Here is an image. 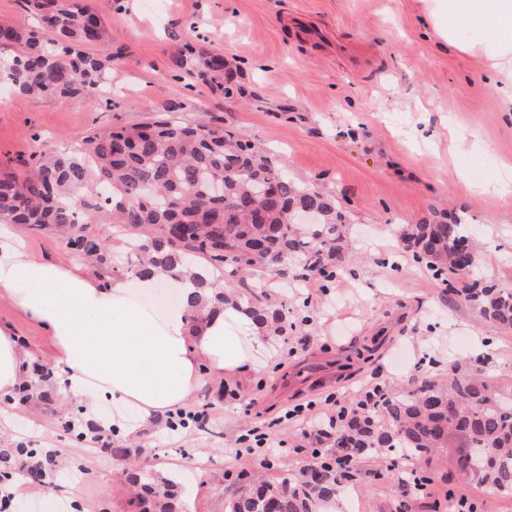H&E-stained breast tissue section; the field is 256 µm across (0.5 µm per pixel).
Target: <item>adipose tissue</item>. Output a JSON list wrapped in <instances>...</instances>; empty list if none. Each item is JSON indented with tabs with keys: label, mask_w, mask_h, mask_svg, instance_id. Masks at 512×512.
<instances>
[{
	"label": "adipose tissue",
	"mask_w": 512,
	"mask_h": 512,
	"mask_svg": "<svg viewBox=\"0 0 512 512\" xmlns=\"http://www.w3.org/2000/svg\"><path fill=\"white\" fill-rule=\"evenodd\" d=\"M418 17L438 44L485 61L496 101L512 112V0H420ZM466 27L476 38L461 37ZM157 285L152 276L103 287L81 264L64 266L0 245V299L49 332L69 395L89 407L107 400L132 406L145 419L186 407L205 378L245 373L264 348V331L245 312L211 311L207 295L193 303L189 289H181L160 312L128 297L130 288L150 294ZM194 309L203 319L193 332ZM24 358L14 331L0 326V393L18 385Z\"/></svg>",
	"instance_id": "1"
}]
</instances>
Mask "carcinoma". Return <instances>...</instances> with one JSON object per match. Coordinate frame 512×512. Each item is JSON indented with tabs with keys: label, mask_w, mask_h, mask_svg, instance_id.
<instances>
[{
	"label": "carcinoma",
	"mask_w": 512,
	"mask_h": 512,
	"mask_svg": "<svg viewBox=\"0 0 512 512\" xmlns=\"http://www.w3.org/2000/svg\"><path fill=\"white\" fill-rule=\"evenodd\" d=\"M36 16L27 28L0 22V74L24 95L96 99L107 95L112 53L102 18L82 0H22ZM224 179V195L212 180ZM113 213L120 232L136 235L131 274L150 276L162 268L195 269L192 287L211 293L214 307L245 308L267 334L288 335V307L271 309L270 298L250 287L226 283L246 271L271 272L305 281L336 278L342 269L348 227L326 196L295 182L286 166L219 124L184 126L155 120L134 127L97 129L78 146L43 152L29 163L0 172V224H17L83 243L81 255L112 270L109 238L93 230ZM468 238L465 220L436 213L424 224L401 229L400 242L412 260L432 271L442 293L512 331V286L487 281L473 265L458 288L452 246ZM55 373L34 368L22 391L6 397L24 401L41 388L53 401ZM359 456L410 457L428 480L439 448H466L456 460L460 475L497 495H512V397H498L482 378L455 366L435 381L428 377L406 393L385 389L372 406L336 431ZM309 481L303 470L260 487L242 485L225 512H322L351 485L350 473L322 460ZM140 489V512H181L177 485L149 469L129 473Z\"/></svg>",
	"instance_id": "obj_1"
}]
</instances>
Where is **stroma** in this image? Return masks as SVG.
Masks as SVG:
<instances>
[{"label":"stroma","instance_id":"obj_1","mask_svg":"<svg viewBox=\"0 0 512 512\" xmlns=\"http://www.w3.org/2000/svg\"><path fill=\"white\" fill-rule=\"evenodd\" d=\"M104 18L111 47L122 54L112 72L109 101L10 95L0 101V164L106 127H129L167 116L185 124L221 120L252 144L278 155L290 177L342 207L349 226L343 269L329 283L297 286L255 274L248 281L288 305V333L255 352L250 371L207 381L193 407L205 426L167 441V419H142L130 406L104 401L83 439L67 433L78 401L55 389L56 401L0 396V448H34L46 464L42 489L21 503L54 500L43 512H136L128 474L145 467L176 482L184 512H224L239 490V473L263 471L274 480L311 462L314 440L283 412L298 403L349 397L379 381L403 391L415 379H439L455 361L499 392H512V332L449 301L429 270L399 254L397 230L432 212L466 218L484 244L483 274L512 284V197L497 193L512 179V116L499 110L484 62L437 46L417 20L418 0H90ZM216 50L224 68L189 77L177 68L187 53ZM464 141L459 162L448 158V136ZM33 257L68 264L76 253L59 238L13 230ZM396 257V266L386 265ZM0 325L11 327L23 364L54 365L46 331L0 300ZM375 344L368 361L361 348ZM491 346L495 364L482 361ZM433 367H421L423 357ZM268 426L289 448L275 467L236 458L244 429ZM109 437L126 448L116 458L88 442ZM460 451L433 460L427 495L406 499L387 462L357 459L348 494L357 512H452L448 492L480 500L483 512H512L498 496L460 479ZM81 489L79 501L65 495Z\"/></svg>","mask_w":512,"mask_h":512}]
</instances>
